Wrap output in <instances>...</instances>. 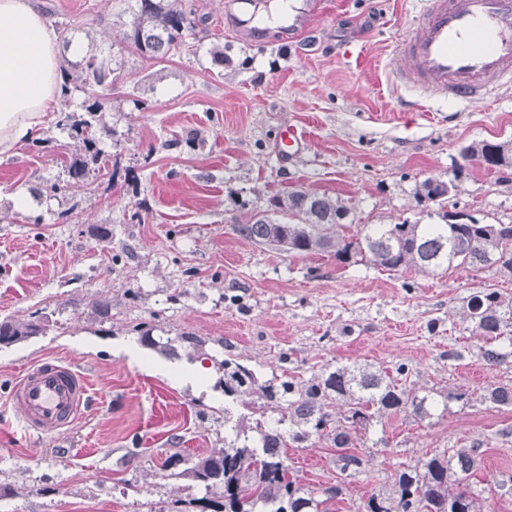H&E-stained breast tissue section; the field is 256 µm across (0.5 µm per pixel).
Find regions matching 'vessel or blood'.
Segmentation results:
<instances>
[{
    "instance_id": "vessel-or-blood-1",
    "label": "vessel or blood",
    "mask_w": 512,
    "mask_h": 512,
    "mask_svg": "<svg viewBox=\"0 0 512 512\" xmlns=\"http://www.w3.org/2000/svg\"><path fill=\"white\" fill-rule=\"evenodd\" d=\"M315 0H301L288 14V33L311 28ZM238 32L259 34L254 0H229ZM391 75L413 81L427 97L477 103L512 84V0H419L395 49ZM90 397L86 375L64 359L40 361L15 383L10 402L23 431L46 436L71 426Z\"/></svg>"
}]
</instances>
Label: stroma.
I'll return each instance as SVG.
<instances>
[{"label":"stroma","mask_w":512,"mask_h":512,"mask_svg":"<svg viewBox=\"0 0 512 512\" xmlns=\"http://www.w3.org/2000/svg\"><path fill=\"white\" fill-rule=\"evenodd\" d=\"M224 2L195 0L205 22L176 54L124 57L98 133L104 162L83 188L51 200L39 193L85 156L55 122L39 129V145L0 154V320L36 314L46 325L0 346V512H201L204 487L167 478L161 466L174 453L223 447L225 419L241 414L213 365L227 355L261 381L307 378L336 361L402 364L432 393L430 418L392 420L359 440L373 460L352 478L342 479L325 440L287 449L298 485L319 496L341 487L343 512L389 488L396 470L472 445L481 448L473 490L491 512H512V498L492 490L494 477L512 474V408L451 398L512 383V360L486 368L455 314L479 288L512 295V280L491 269L426 276L294 256L235 231L272 195L299 186L343 199L351 236L365 224H433L438 207L415 188L460 163L467 174L448 211L512 224V174L461 155L474 141L512 139V87L483 103L418 106L416 88L388 74L415 0H321L307 36L261 43L235 35ZM34 5L75 29L83 52L120 37L117 0ZM350 45L359 58H344ZM288 126L304 137L291 153L279 146ZM107 226L112 239L100 241ZM95 300L109 317L92 311ZM146 330L155 345L143 342ZM184 333L202 348L178 343ZM123 345L145 364L113 355ZM47 356L86 374L91 402L64 430L29 437L8 395Z\"/></svg>","instance_id":"obj_1"}]
</instances>
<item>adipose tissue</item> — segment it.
Instances as JSON below:
<instances>
[{"instance_id": "1", "label": "adipose tissue", "mask_w": 512, "mask_h": 512, "mask_svg": "<svg viewBox=\"0 0 512 512\" xmlns=\"http://www.w3.org/2000/svg\"><path fill=\"white\" fill-rule=\"evenodd\" d=\"M61 83L53 28L31 0H0V154L33 138Z\"/></svg>"}]
</instances>
